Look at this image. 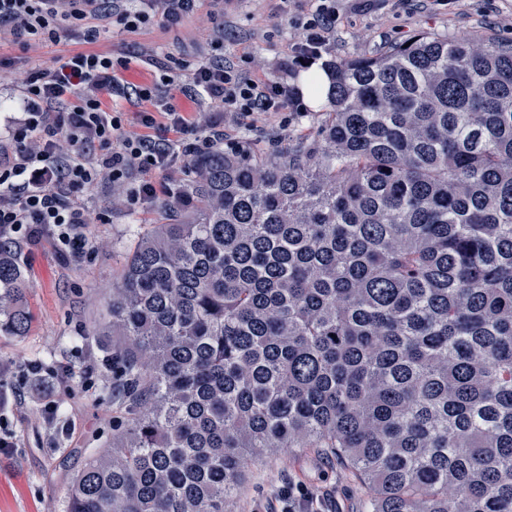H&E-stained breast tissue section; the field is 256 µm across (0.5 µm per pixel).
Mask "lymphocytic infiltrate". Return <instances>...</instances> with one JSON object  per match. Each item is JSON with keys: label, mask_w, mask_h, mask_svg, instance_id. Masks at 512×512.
Segmentation results:
<instances>
[{"label": "lymphocytic infiltrate", "mask_w": 512, "mask_h": 512, "mask_svg": "<svg viewBox=\"0 0 512 512\" xmlns=\"http://www.w3.org/2000/svg\"><path fill=\"white\" fill-rule=\"evenodd\" d=\"M200 0H0V34L14 43L56 44L81 27L88 50L54 69L33 67L21 79V114L0 142V242L18 245L51 238L60 260L92 250L86 229L92 217L83 193L99 181L111 182L129 209L153 202L148 176L173 167L178 158L212 153L223 144L227 121L242 123L257 114L282 112L295 104L287 81L250 83L223 58L197 64L189 91L210 99L213 109L187 118L175 105L173 79L125 88L116 79L111 56L92 51L101 32L117 25L137 31L155 20L180 23ZM334 0H320L312 18L297 21L292 60L282 72L313 64L322 55L324 33L336 24ZM147 100L155 109L136 115L127 131L121 107L104 108L100 94Z\"/></svg>", "instance_id": "obj_1"}]
</instances>
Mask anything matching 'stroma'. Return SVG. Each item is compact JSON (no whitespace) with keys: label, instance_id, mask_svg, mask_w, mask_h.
Wrapping results in <instances>:
<instances>
[{"label":"stroma","instance_id":"stroma-1","mask_svg":"<svg viewBox=\"0 0 512 512\" xmlns=\"http://www.w3.org/2000/svg\"><path fill=\"white\" fill-rule=\"evenodd\" d=\"M314 0H226L224 13L211 17L210 4L172 27L164 22L128 33H102L95 51L122 60L117 75L127 87L149 84L161 73L186 84L195 64L223 54L254 80L287 79L295 92L305 89L308 69L282 74L280 64L296 40L294 22L311 18ZM337 21L326 35L317 67L363 57L419 32L439 37L512 38V0H336ZM72 38L26 51L10 37L0 38V129L19 111L20 87L14 78L32 66L52 68L84 50ZM328 106L327 99L302 102L299 110L256 116L255 128L227 127L225 147L280 149L311 136ZM95 221L87 228L93 249L80 260L63 262L51 239L20 244V264L28 274L26 305L34 320L27 335H0V384L18 390V404L0 416L16 445L0 448V512H64L72 478L87 457L112 440V404L102 386L112 378L103 362L112 340L99 335L104 295L117 282L127 252L161 217L159 205L135 211L113 204L112 186L102 181L84 194ZM36 362L44 368H69L68 384L56 388V432L43 426L32 384L18 367ZM314 486L329 498L330 512H363L371 492L335 456L310 448H290L256 464L246 474L235 512H268L277 491L289 484Z\"/></svg>","mask_w":512,"mask_h":512}]
</instances>
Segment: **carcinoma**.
Instances as JSON below:
<instances>
[{
  "label": "carcinoma",
  "instance_id": "cac0c4a2",
  "mask_svg": "<svg viewBox=\"0 0 512 512\" xmlns=\"http://www.w3.org/2000/svg\"><path fill=\"white\" fill-rule=\"evenodd\" d=\"M335 64L314 139L189 163L108 289L124 409L66 512H235L329 450L366 512H512V40ZM27 278L0 243V332Z\"/></svg>",
  "mask_w": 512,
  "mask_h": 512
}]
</instances>
